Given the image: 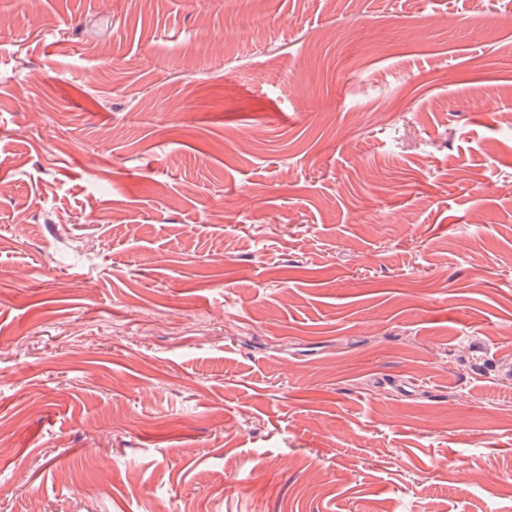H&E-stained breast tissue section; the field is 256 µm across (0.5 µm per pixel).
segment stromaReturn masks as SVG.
Segmentation results:
<instances>
[{
    "label": "stroma",
    "mask_w": 512,
    "mask_h": 512,
    "mask_svg": "<svg viewBox=\"0 0 512 512\" xmlns=\"http://www.w3.org/2000/svg\"><path fill=\"white\" fill-rule=\"evenodd\" d=\"M471 14L9 0L0 512H512V27Z\"/></svg>",
    "instance_id": "35a3bbf8"
}]
</instances>
